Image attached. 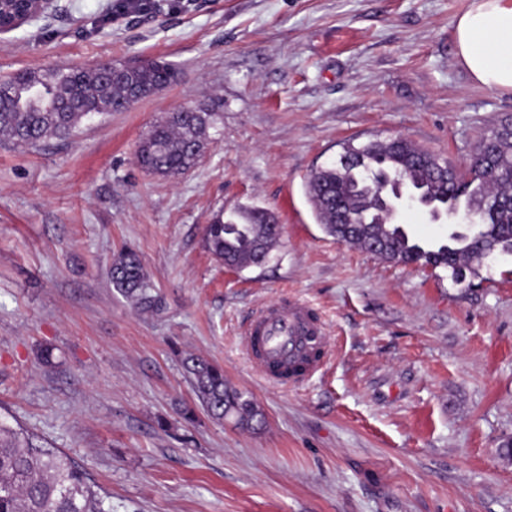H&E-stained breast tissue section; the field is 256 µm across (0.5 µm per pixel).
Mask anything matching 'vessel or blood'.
I'll list each match as a JSON object with an SVG mask.
<instances>
[{
  "instance_id": "obj_1",
  "label": "vessel or blood",
  "mask_w": 512,
  "mask_h": 512,
  "mask_svg": "<svg viewBox=\"0 0 512 512\" xmlns=\"http://www.w3.org/2000/svg\"><path fill=\"white\" fill-rule=\"evenodd\" d=\"M325 340L322 323L299 299L261 309L245 331V346L255 368L269 379L275 370L288 372L292 383L303 381L320 367L313 352Z\"/></svg>"
}]
</instances>
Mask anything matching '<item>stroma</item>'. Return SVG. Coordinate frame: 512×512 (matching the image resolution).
Returning a JSON list of instances; mask_svg holds the SVG:
<instances>
[{
  "instance_id": "obj_1",
  "label": "stroma",
  "mask_w": 512,
  "mask_h": 512,
  "mask_svg": "<svg viewBox=\"0 0 512 512\" xmlns=\"http://www.w3.org/2000/svg\"><path fill=\"white\" fill-rule=\"evenodd\" d=\"M468 0H58L0 34V78L162 59L171 85L32 147L0 137V424L70 455L112 512H512V258L471 285L336 242L306 195L346 141L405 137L469 168L512 93L455 56ZM222 104L200 161L143 170L167 113ZM242 206L282 238L242 271L205 228ZM141 258L145 302L112 284ZM297 298L323 320L320 370L278 385L243 327ZM219 365L265 415L212 419L183 367ZM192 419H185L186 410Z\"/></svg>"
}]
</instances>
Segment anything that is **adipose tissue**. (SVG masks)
I'll use <instances>...</instances> for the list:
<instances>
[{"label": "adipose tissue", "instance_id": "obj_1", "mask_svg": "<svg viewBox=\"0 0 512 512\" xmlns=\"http://www.w3.org/2000/svg\"><path fill=\"white\" fill-rule=\"evenodd\" d=\"M455 56L481 85L512 92V0H470L454 21Z\"/></svg>", "mask_w": 512, "mask_h": 512}]
</instances>
